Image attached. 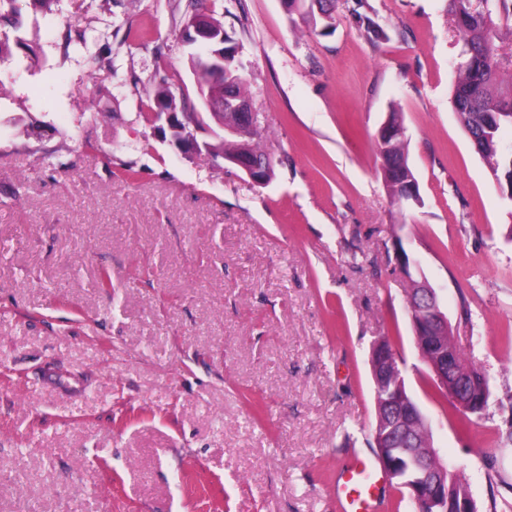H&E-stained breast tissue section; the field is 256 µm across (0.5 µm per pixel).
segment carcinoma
<instances>
[{"instance_id":"cac0c4a2","label":"carcinoma","mask_w":512,"mask_h":512,"mask_svg":"<svg viewBox=\"0 0 512 512\" xmlns=\"http://www.w3.org/2000/svg\"><path fill=\"white\" fill-rule=\"evenodd\" d=\"M19 0H0V27L16 33V43L24 44L23 21ZM288 16L299 15L312 27L330 30L334 27L336 0H284ZM188 9L199 15L210 29L224 32V65L214 62L213 46L198 48L187 55L193 75L196 94L201 107H196L190 95L172 91L166 68L156 64L153 76L143 85L139 117L147 119L150 112H176L178 125L174 135L198 137L212 131V139H202L206 149L199 152L216 163L221 156L248 153L262 158L268 155L263 138L265 131H254L247 126L233 135L211 130V124L223 122L216 105L230 93L243 104L251 105L249 80L239 58L238 42L224 31V0H188ZM447 11L457 33L462 57L458 62V76L452 85L451 104L467 135L475 136V147L486 160L491 176L498 185L512 184V150L503 148L505 135L512 133V49L497 44L502 28L512 27V0H447ZM359 24L371 39L388 41L390 35L376 22L369 0H353L351 9ZM385 130L380 136L379 155L384 186L395 202L400 193L416 182L408 161L407 143L401 114L389 112ZM407 308L411 322L417 321L421 290L415 283L408 284ZM416 348H424V360L432 366L437 352L448 353L451 364L461 372L472 371L485 377L483 371L470 362L455 341L452 331L437 336L414 337ZM375 423L373 432L382 435L396 427L392 444L393 454L400 461L424 457L432 466L443 463L432 456V435L424 415L409 394L397 360L384 366V375L374 385ZM455 496L448 501V512H457L460 498L471 495L470 486L454 477Z\"/></svg>"}]
</instances>
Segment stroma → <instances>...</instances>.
I'll use <instances>...</instances> for the list:
<instances>
[{"mask_svg": "<svg viewBox=\"0 0 512 512\" xmlns=\"http://www.w3.org/2000/svg\"><path fill=\"white\" fill-rule=\"evenodd\" d=\"M185 2H26L40 62L0 58V512H344L341 472L375 457L383 336L478 512H512V201L449 102L446 0H370L387 42L347 0L329 34L281 0H224L265 186L137 117L157 60L191 81ZM393 108L419 207L383 185ZM400 247L488 377L480 413L433 385ZM352 14L356 17L357 21L364 27L366 34L371 39L388 41L390 35L383 26L376 22L371 13H376L369 0H353V6L351 9Z\"/></svg>", "mask_w": 512, "mask_h": 512, "instance_id": "1", "label": "stroma"}]
</instances>
